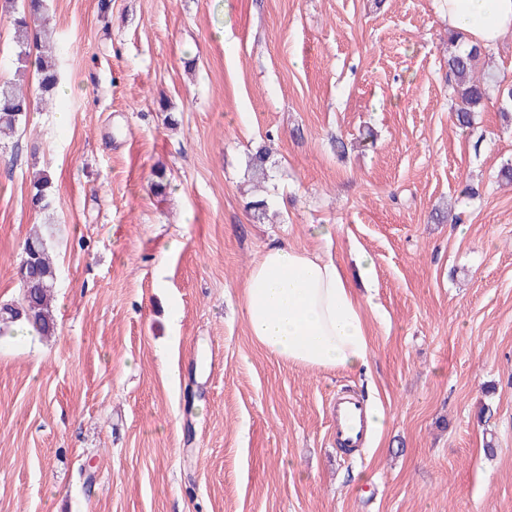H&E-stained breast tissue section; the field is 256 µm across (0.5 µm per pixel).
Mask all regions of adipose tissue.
<instances>
[{"instance_id":"obj_1","label":"adipose tissue","mask_w":512,"mask_h":512,"mask_svg":"<svg viewBox=\"0 0 512 512\" xmlns=\"http://www.w3.org/2000/svg\"><path fill=\"white\" fill-rule=\"evenodd\" d=\"M448 27L469 43L496 46L512 33V0H435ZM255 342L278 359L312 369L357 370L369 363L361 305L331 252L273 244L242 289Z\"/></svg>"}]
</instances>
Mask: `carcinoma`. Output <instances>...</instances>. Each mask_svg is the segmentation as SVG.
Returning <instances> with one entry per match:
<instances>
[{"instance_id":"obj_1","label":"carcinoma","mask_w":512,"mask_h":512,"mask_svg":"<svg viewBox=\"0 0 512 512\" xmlns=\"http://www.w3.org/2000/svg\"><path fill=\"white\" fill-rule=\"evenodd\" d=\"M0 10L12 16L11 23L18 34L20 52L18 59L24 63L34 58L37 75V94H27L23 86L13 81H0V133L12 132L38 104L48 105L58 87L60 77L56 59L43 52L31 54L28 41L39 43L47 37L43 25L44 0H4ZM479 46L458 47L448 57V84L457 93L461 105L453 115L454 124L468 128L473 114L484 110L488 100V88L484 79L475 74V61L482 53ZM52 176L46 170L35 173L32 181L30 203L33 208L45 210L50 204ZM25 254L28 266L24 278L19 280V298L14 304L0 307V323L8 328L21 322L40 336L55 332L56 321L52 310V290L57 277L46 240L35 235L28 239Z\"/></svg>"}]
</instances>
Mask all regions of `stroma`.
<instances>
[{
	"mask_svg": "<svg viewBox=\"0 0 512 512\" xmlns=\"http://www.w3.org/2000/svg\"><path fill=\"white\" fill-rule=\"evenodd\" d=\"M46 18L62 89L0 147V305L41 233L56 330L0 336V512H512V119L493 96L454 125L434 0H47ZM316 224L351 283L373 261L358 372L248 333L252 263L319 251ZM343 392L385 416L350 454ZM52 184V176L48 171L40 170L35 173L30 195V203L33 208L45 210L49 207Z\"/></svg>",
	"mask_w": 512,
	"mask_h": 512,
	"instance_id": "stroma-1",
	"label": "stroma"
}]
</instances>
